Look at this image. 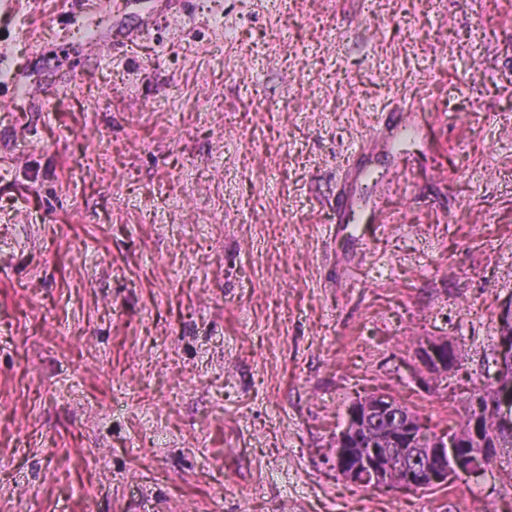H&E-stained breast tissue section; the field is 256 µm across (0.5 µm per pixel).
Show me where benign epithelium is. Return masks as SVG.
Returning a JSON list of instances; mask_svg holds the SVG:
<instances>
[{
  "label": "benign epithelium",
  "instance_id": "obj_1",
  "mask_svg": "<svg viewBox=\"0 0 512 512\" xmlns=\"http://www.w3.org/2000/svg\"><path fill=\"white\" fill-rule=\"evenodd\" d=\"M495 357L498 369H504V359L512 358V332L498 337ZM496 390V426L512 433V388L498 386ZM473 408L477 416L472 434L483 441L482 447H469L459 429L439 434L431 438L429 447L419 448L414 433L424 422L406 413L393 396L375 393L355 400L346 409L344 427L336 434V471L360 486L408 490L462 481L484 471L497 454L496 442L482 440L478 421L483 404L479 399H473Z\"/></svg>",
  "mask_w": 512,
  "mask_h": 512
}]
</instances>
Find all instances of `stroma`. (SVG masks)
I'll return each instance as SVG.
<instances>
[{"instance_id": "obj_1", "label": "stroma", "mask_w": 512, "mask_h": 512, "mask_svg": "<svg viewBox=\"0 0 512 512\" xmlns=\"http://www.w3.org/2000/svg\"><path fill=\"white\" fill-rule=\"evenodd\" d=\"M509 302L512 0L0 6V512H512L496 458L413 492L333 456L372 392L454 427ZM367 175L368 173L357 163L349 164L348 167L344 169V176L338 190L336 203V223L343 224L346 222V219L351 216L354 219V215L351 214L352 209L348 206V188L353 182Z\"/></svg>"}]
</instances>
